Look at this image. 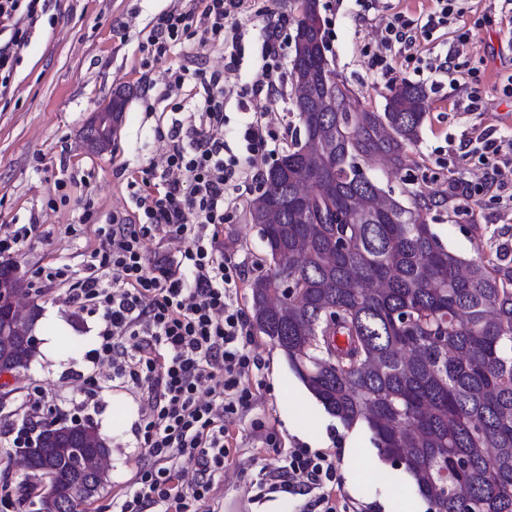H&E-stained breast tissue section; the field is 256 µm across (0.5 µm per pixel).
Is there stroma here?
<instances>
[{
	"instance_id": "35a3bbf8",
	"label": "stroma",
	"mask_w": 512,
	"mask_h": 512,
	"mask_svg": "<svg viewBox=\"0 0 512 512\" xmlns=\"http://www.w3.org/2000/svg\"><path fill=\"white\" fill-rule=\"evenodd\" d=\"M186 0H53L50 19L40 20L22 52L10 101L0 104V225L31 226L29 236L11 255L30 295L42 307L36 333L56 334L55 350L40 347L28 369L11 382L15 393L0 410V480L22 487L31 480L16 451L15 439L32 412L28 401L38 398L43 409L64 411L97 426L111 442L110 483L99 506L112 499L134 476L143 455L137 428L140 389L115 386L89 398L82 373L92 364L98 342L96 316L64 302L65 283L38 278L42 267L70 265L78 271L98 240L94 225L108 214L134 209L131 180L144 169L162 167L166 146L155 135L168 128L173 100L163 96L168 70L185 65L223 69L222 47H201L200 36L182 40L169 55L147 61L142 50L153 20ZM464 15L417 41L411 58L397 57L395 82L426 89L431 108L406 166L395 169L376 159L365 160L366 174L404 207L425 204L423 216L442 244L463 258L493 257L512 270V183L501 185L485 177L480 134L512 137V99L500 86L512 74V25L488 0H465ZM417 13L416 0H381L366 19L357 16L354 0H320L326 56L337 74L369 110L382 111L387 84L372 65L380 53L377 32L394 13ZM245 31L244 59L238 71L225 72L228 91L225 112L231 124L241 120L237 93L253 80L263 14L240 16ZM467 43H460L462 30ZM454 54L461 69L486 58L479 110L466 111L463 88L432 85L427 62ZM121 91L127 96L120 130L111 147L90 151L83 139L86 124L99 107ZM292 86L274 104L268 120L277 138L273 154L291 143L296 123ZM257 162L266 172L271 158ZM63 188H56L57 179ZM224 250L242 262L246 279L270 272L258 229L249 221V206L241 204L222 235ZM251 349L261 360L252 380L253 407L248 417L234 421L237 438L224 482L214 493L218 512H295L297 503L284 493L260 495L259 484L283 466L291 449L314 441L336 462V512H403L402 501L417 496L412 478L377 454L370 431L363 425L345 427L328 414L289 368L268 338L253 333ZM268 425L277 439L263 447L252 436L253 421Z\"/></svg>"
}]
</instances>
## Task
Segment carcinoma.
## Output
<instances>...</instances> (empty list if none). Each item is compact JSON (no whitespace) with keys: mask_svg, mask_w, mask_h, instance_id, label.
Masks as SVG:
<instances>
[{"mask_svg":"<svg viewBox=\"0 0 512 512\" xmlns=\"http://www.w3.org/2000/svg\"><path fill=\"white\" fill-rule=\"evenodd\" d=\"M319 0H297L291 80L299 122L288 171L267 183L275 216L257 203L250 223L266 255L287 257L250 288L253 324L276 346L325 411L364 425L379 456L400 453L429 512H512V270L489 257L466 260L445 248L416 210L365 174L380 157L400 168L417 142L430 102L424 88L392 85L384 110L369 111L336 88L315 99L322 50ZM298 286L280 292L281 280ZM37 351L12 344L26 369ZM58 440L39 449L31 477L54 485L35 512H79L101 495L106 471L67 452L84 430L62 419Z\"/></svg>","mask_w":512,"mask_h":512,"instance_id":"cac0c4a2","label":"carcinoma"}]
</instances>
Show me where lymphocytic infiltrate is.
Instances as JSON below:
<instances>
[{
	"instance_id": "1",
	"label": "lymphocytic infiltrate",
	"mask_w": 512,
	"mask_h": 512,
	"mask_svg": "<svg viewBox=\"0 0 512 512\" xmlns=\"http://www.w3.org/2000/svg\"><path fill=\"white\" fill-rule=\"evenodd\" d=\"M185 8L161 15L143 46L149 58L169 54L194 17L224 43L223 68L210 72L179 67L168 75L169 90L194 79L196 112L172 118L159 132L166 141L158 182L143 179L132 195L133 214H112L96 225L98 239L73 274L62 265L51 276L72 278L65 301L98 314L101 325L94 366L111 365L113 379L143 389L138 434L145 458L131 484L112 500V512H211L224 477L234 437L231 419L252 405L251 380L259 359L237 301L241 265L224 251L221 235L237 204L251 191L273 133L266 122L283 94L276 59L282 50V21L260 32L258 72L243 89L254 107L237 135L242 154L224 141V73L239 67L244 34L236 24L255 0H188ZM460 0H433L425 22L393 16L381 33L385 55L374 64L393 71L386 55L405 53L418 35H430L462 15ZM50 0H0V99L11 81L37 22ZM156 241L157 251L146 249ZM272 490L305 497L302 512H336V464L328 454L296 448L272 477Z\"/></svg>"
}]
</instances>
